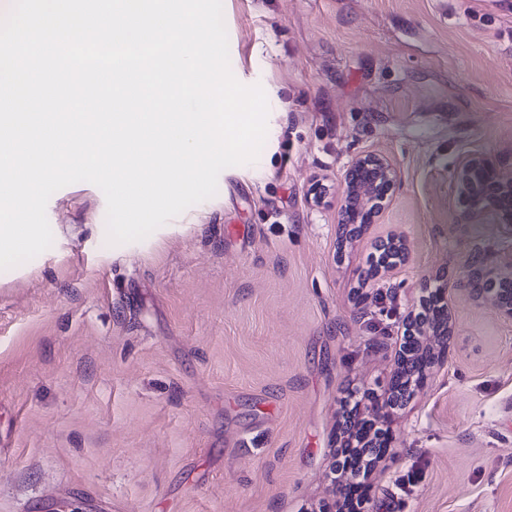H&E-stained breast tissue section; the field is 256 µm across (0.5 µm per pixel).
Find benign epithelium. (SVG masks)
<instances>
[{
  "instance_id": "obj_1",
  "label": "benign epithelium",
  "mask_w": 512,
  "mask_h": 512,
  "mask_svg": "<svg viewBox=\"0 0 512 512\" xmlns=\"http://www.w3.org/2000/svg\"><path fill=\"white\" fill-rule=\"evenodd\" d=\"M398 179L396 163L382 154L368 151L353 157L340 182L337 223L347 227L376 223L391 204ZM449 208L456 224H496L512 234V160L504 161L480 149L461 152L449 175ZM485 281H497L503 287H481L477 297L489 300L501 317L511 322L512 251L489 255L478 246L469 250L454 275H420L417 302L404 320L428 305L437 321L422 326L419 335L443 336L450 332V292Z\"/></svg>"
}]
</instances>
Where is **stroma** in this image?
Wrapping results in <instances>:
<instances>
[{
    "label": "stroma",
    "instance_id": "35a3bbf8",
    "mask_svg": "<svg viewBox=\"0 0 512 512\" xmlns=\"http://www.w3.org/2000/svg\"><path fill=\"white\" fill-rule=\"evenodd\" d=\"M229 61L261 84L256 162L145 240L106 242L89 182L56 191L54 241L0 272V512H319L348 391L394 440L361 512H512V322L452 295L447 357L385 400L419 271L469 244L455 156L512 153V10L501 0H223ZM400 169L395 203L343 242L336 189L365 151ZM401 230L394 285L361 286Z\"/></svg>",
    "mask_w": 512,
    "mask_h": 512
}]
</instances>
